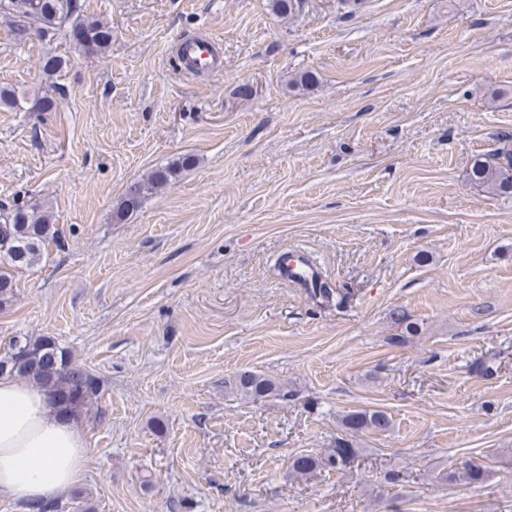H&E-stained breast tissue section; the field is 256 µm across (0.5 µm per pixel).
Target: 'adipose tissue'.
<instances>
[{
  "label": "adipose tissue",
  "instance_id": "adipose-tissue-1",
  "mask_svg": "<svg viewBox=\"0 0 512 512\" xmlns=\"http://www.w3.org/2000/svg\"><path fill=\"white\" fill-rule=\"evenodd\" d=\"M86 448L47 393L18 378H0V497L40 503L78 484Z\"/></svg>",
  "mask_w": 512,
  "mask_h": 512
}]
</instances>
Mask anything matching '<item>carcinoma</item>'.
I'll return each instance as SVG.
<instances>
[{
    "label": "carcinoma",
    "instance_id": "1",
    "mask_svg": "<svg viewBox=\"0 0 512 512\" xmlns=\"http://www.w3.org/2000/svg\"><path fill=\"white\" fill-rule=\"evenodd\" d=\"M80 10L78 0H9L0 8L10 24L25 16L37 26V37L52 40L64 31L65 23ZM78 29L76 44L90 54H103L112 45V26L101 19L75 18ZM195 164L191 155L172 159L148 172L128 186L115 210L123 219L136 212L144 200L174 185L182 173ZM470 180L492 194L512 193V149L499 148L475 157ZM58 238L53 214L46 202L30 200L24 205L0 203V307L10 302L16 288L17 270L41 261L49 242ZM9 368L4 375L19 377L44 389L59 414L77 417L91 406L97 392V380L85 364L52 336L15 338L0 355V365ZM235 388L254 400L289 397L288 386L261 373L244 371L235 379ZM391 417L381 410L350 411L341 419V433L321 457L301 455L292 461L296 475L307 477L318 469L342 470L354 462L358 449L353 438L360 433L383 434L391 430ZM486 469L467 462L446 474L448 481L478 484L485 479Z\"/></svg>",
    "mask_w": 512,
    "mask_h": 512
}]
</instances>
